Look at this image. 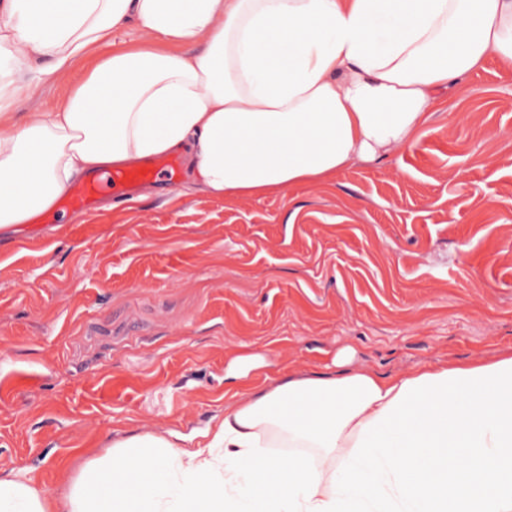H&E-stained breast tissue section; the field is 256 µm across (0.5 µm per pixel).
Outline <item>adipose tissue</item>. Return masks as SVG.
<instances>
[{
	"mask_svg": "<svg viewBox=\"0 0 512 512\" xmlns=\"http://www.w3.org/2000/svg\"><path fill=\"white\" fill-rule=\"evenodd\" d=\"M154 37L102 56L131 25ZM53 79L52 112L0 81V237L85 176L181 154L186 192L328 183L419 140L487 59L512 0H0V51ZM191 448L113 442L48 501L0 475V512H512V354L404 374L288 375ZM85 70L86 64L78 63L72 79L56 82L38 80L33 78L32 74L24 75V78L33 84L32 91L30 96L19 98L12 103L10 112H13L14 120L21 122L25 112L34 108L43 112L54 111L57 103L69 93L73 84L84 76Z\"/></svg>",
	"mask_w": 512,
	"mask_h": 512,
	"instance_id": "adipose-tissue-1",
	"label": "adipose tissue"
}]
</instances>
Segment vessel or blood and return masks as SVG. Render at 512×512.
Segmentation results:
<instances>
[{
	"label": "vessel or blood",
	"instance_id": "obj_1",
	"mask_svg": "<svg viewBox=\"0 0 512 512\" xmlns=\"http://www.w3.org/2000/svg\"><path fill=\"white\" fill-rule=\"evenodd\" d=\"M177 169L176 159L151 160L134 168L115 169L102 176H93L73 186L62 198V208L72 211L88 210L95 198L110 187L131 190L139 182L153 177L160 168Z\"/></svg>",
	"mask_w": 512,
	"mask_h": 512
}]
</instances>
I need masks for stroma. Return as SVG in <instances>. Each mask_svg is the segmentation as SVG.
I'll return each mask as SVG.
<instances>
[{
	"label": "stroma",
	"instance_id": "35a3bbf8",
	"mask_svg": "<svg viewBox=\"0 0 512 512\" xmlns=\"http://www.w3.org/2000/svg\"><path fill=\"white\" fill-rule=\"evenodd\" d=\"M34 80L15 121L82 78ZM426 136L280 196L105 190L0 241V472L57 497L130 434L200 442L291 373L512 353V68L464 77Z\"/></svg>",
	"mask_w": 512,
	"mask_h": 512
}]
</instances>
